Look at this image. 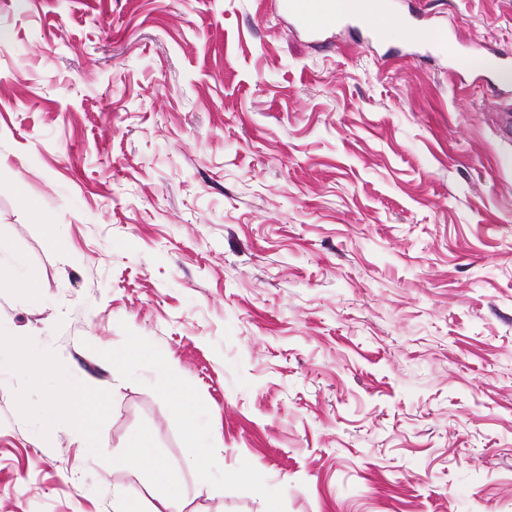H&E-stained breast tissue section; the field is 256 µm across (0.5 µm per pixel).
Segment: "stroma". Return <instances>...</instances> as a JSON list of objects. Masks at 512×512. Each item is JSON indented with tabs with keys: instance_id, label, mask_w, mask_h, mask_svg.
I'll return each mask as SVG.
<instances>
[{
	"instance_id": "obj_1",
	"label": "stroma",
	"mask_w": 512,
	"mask_h": 512,
	"mask_svg": "<svg viewBox=\"0 0 512 512\" xmlns=\"http://www.w3.org/2000/svg\"><path fill=\"white\" fill-rule=\"evenodd\" d=\"M0 0V512H512V0ZM177 372L190 446L164 391ZM87 424L49 422L59 373ZM283 13L293 26L318 37L331 31L337 24L354 18L358 24L375 26L372 19L387 16L374 0H281ZM2 348L11 353L15 362L29 372L32 383L38 385L41 371L38 366H33L30 363L27 343L15 336L8 338L0 336V354ZM147 442L148 435L144 433L137 441L132 443L125 454L118 460V465L128 470L144 469L150 459L146 453V448H148ZM154 493L159 506H155L151 512H174L171 509L173 502L178 497L176 484L171 480L167 469L153 464L151 467Z\"/></svg>"
}]
</instances>
